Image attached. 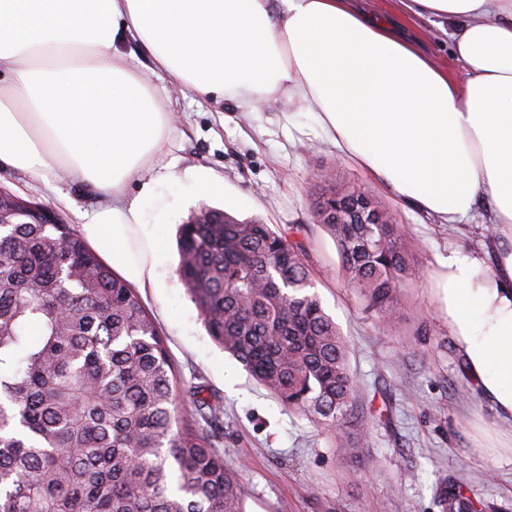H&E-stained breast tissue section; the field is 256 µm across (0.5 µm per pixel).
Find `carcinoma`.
Listing matches in <instances>:
<instances>
[{"label": "carcinoma", "instance_id": "1", "mask_svg": "<svg viewBox=\"0 0 512 512\" xmlns=\"http://www.w3.org/2000/svg\"><path fill=\"white\" fill-rule=\"evenodd\" d=\"M314 221L340 271L383 320L412 276L395 224ZM307 224L274 230L193 212L178 275L211 338L288 411L343 434L356 391L348 346L313 291ZM190 409L179 407L178 397ZM224 407L177 391L164 339L137 292L69 224H0V512H244L237 471L212 439ZM440 512H478L454 481Z\"/></svg>", "mask_w": 512, "mask_h": 512}]
</instances>
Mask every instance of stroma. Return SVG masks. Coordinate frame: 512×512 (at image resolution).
Masks as SVG:
<instances>
[{
    "label": "stroma",
    "mask_w": 512,
    "mask_h": 512,
    "mask_svg": "<svg viewBox=\"0 0 512 512\" xmlns=\"http://www.w3.org/2000/svg\"><path fill=\"white\" fill-rule=\"evenodd\" d=\"M416 29L449 77L461 78L447 22L420 21ZM119 49L147 75L173 117L165 150L143 173L165 213L144 215L157 226L160 286L142 292L141 300L180 385L203 386L224 407L218 450L240 475L245 512H440L437 489L449 477L482 512H512V419L502 418L471 382L434 280L437 257L449 246L486 245L484 208L457 224L437 223L396 202L330 145L312 113L289 119L278 104L241 113L233 103L200 98L173 77L151 74L150 57L138 44L123 42ZM188 172L215 177L223 191H183L180 179ZM142 182L130 184L128 198L139 195ZM1 186L52 207L74 227L81 213L102 202L62 172L45 181L4 165ZM332 186L357 188L378 201L400 224L418 266L396 299L391 325L380 324L346 287L333 239L312 223L313 196ZM204 205L277 228L310 225L315 290L348 342L358 382L345 430L365 435L359 460L343 455L306 418L288 413L208 336L177 274L176 243L179 225Z\"/></svg>",
    "instance_id": "stroma-1"
}]
</instances>
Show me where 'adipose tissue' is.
I'll return each mask as SVG.
<instances>
[{"label": "adipose tissue", "mask_w": 512, "mask_h": 512, "mask_svg": "<svg viewBox=\"0 0 512 512\" xmlns=\"http://www.w3.org/2000/svg\"><path fill=\"white\" fill-rule=\"evenodd\" d=\"M456 24L449 78L402 24ZM196 95L249 113L308 108L325 138L396 201L454 224L486 204L495 266L438 256L437 286L482 395L512 417V0H0V164L44 179L66 171L104 202L85 241L123 277L155 288L157 235L128 199L164 147L169 115L118 45Z\"/></svg>", "instance_id": "1"}]
</instances>
